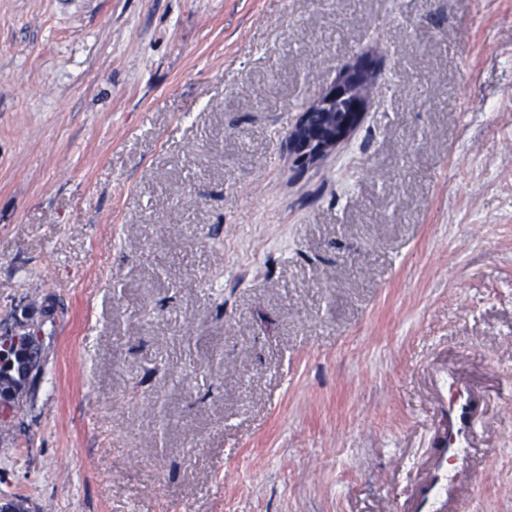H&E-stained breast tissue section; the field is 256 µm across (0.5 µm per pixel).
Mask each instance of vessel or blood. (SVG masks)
I'll return each instance as SVG.
<instances>
[{"label":"vessel or blood","instance_id":"1","mask_svg":"<svg viewBox=\"0 0 512 512\" xmlns=\"http://www.w3.org/2000/svg\"><path fill=\"white\" fill-rule=\"evenodd\" d=\"M433 382L449 400L440 416L431 453L421 465L407 512H449L460 496L457 472L471 469L474 463L470 441L481 410L479 393L472 383L445 370Z\"/></svg>","mask_w":512,"mask_h":512}]
</instances>
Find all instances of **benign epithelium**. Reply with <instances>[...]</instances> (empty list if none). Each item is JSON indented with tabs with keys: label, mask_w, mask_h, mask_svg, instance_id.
<instances>
[{
	"label": "benign epithelium",
	"mask_w": 512,
	"mask_h": 512,
	"mask_svg": "<svg viewBox=\"0 0 512 512\" xmlns=\"http://www.w3.org/2000/svg\"><path fill=\"white\" fill-rule=\"evenodd\" d=\"M375 84V68L367 56H359L339 67L331 87L310 102L288 133L290 151L299 165L309 167L317 164L352 133L371 106ZM344 97L351 98L353 102L350 117L333 135L317 137L310 126L311 118L316 113L335 117L329 108L336 99Z\"/></svg>",
	"instance_id": "1"
}]
</instances>
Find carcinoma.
Segmentation results:
<instances>
[{
  "label": "carcinoma",
  "instance_id": "carcinoma-1",
  "mask_svg": "<svg viewBox=\"0 0 512 512\" xmlns=\"http://www.w3.org/2000/svg\"><path fill=\"white\" fill-rule=\"evenodd\" d=\"M41 364L36 331L0 336V414L13 409L14 393L26 386L27 366Z\"/></svg>",
  "mask_w": 512,
  "mask_h": 512
}]
</instances>
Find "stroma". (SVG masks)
Listing matches in <instances>:
<instances>
[{"label":"stroma","mask_w":512,"mask_h":512,"mask_svg":"<svg viewBox=\"0 0 512 512\" xmlns=\"http://www.w3.org/2000/svg\"><path fill=\"white\" fill-rule=\"evenodd\" d=\"M366 52L362 122L296 164ZM25 328L30 512H401L445 366L486 398L461 512H512V0H0ZM375 84L376 72L368 56H359L339 67L331 87L310 102L288 133L290 151L299 165H316L352 133L371 106V93ZM344 97H351L352 112L351 103L348 99H342ZM336 98L341 100L336 101ZM335 101L336 120L335 113L329 111ZM349 112L350 117L339 130L326 138L317 137L309 124L315 113H323L331 117L336 126Z\"/></svg>","instance_id":"obj_1"}]
</instances>
